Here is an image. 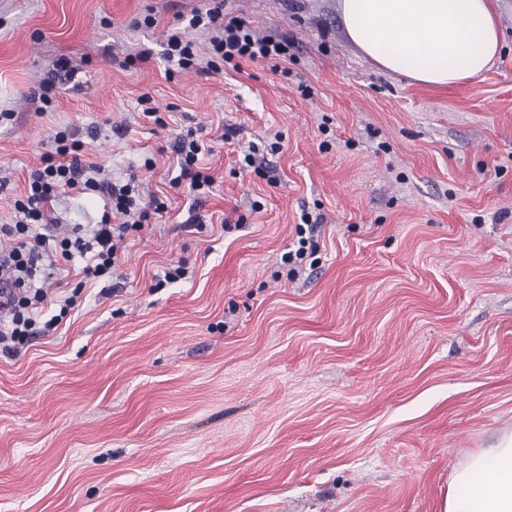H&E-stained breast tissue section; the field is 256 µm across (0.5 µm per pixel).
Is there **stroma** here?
Wrapping results in <instances>:
<instances>
[{"label": "stroma", "mask_w": 512, "mask_h": 512, "mask_svg": "<svg viewBox=\"0 0 512 512\" xmlns=\"http://www.w3.org/2000/svg\"><path fill=\"white\" fill-rule=\"evenodd\" d=\"M496 4L499 61L431 87L365 58L336 0H224L291 57L208 77L160 56L207 0H0V225L64 128L168 207L120 243L110 288L57 262L75 308L0 351V512H441L466 456L512 430V0ZM189 130L213 147L205 194L170 184ZM103 204L66 190L43 232L87 236ZM304 211L320 262L294 274Z\"/></svg>", "instance_id": "stroma-1"}]
</instances>
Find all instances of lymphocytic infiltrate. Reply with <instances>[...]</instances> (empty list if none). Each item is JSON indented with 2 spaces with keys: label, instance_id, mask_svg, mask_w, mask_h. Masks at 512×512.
Listing matches in <instances>:
<instances>
[{
  "label": "lymphocytic infiltrate",
  "instance_id": "lymphocytic-infiltrate-1",
  "mask_svg": "<svg viewBox=\"0 0 512 512\" xmlns=\"http://www.w3.org/2000/svg\"><path fill=\"white\" fill-rule=\"evenodd\" d=\"M211 2V7L197 12L188 21L190 30H209L208 57L198 55L189 33L178 32L171 34L167 40V62L182 70L217 74L222 72L224 65H235L242 60L260 63L287 59V37H254L243 20L225 16L224 0ZM80 149L81 145L74 140L71 130L57 131L53 151L44 155L41 168L29 178L27 192L14 202L18 220L0 225V238L4 239L8 252L7 274L0 280L9 286L6 301L0 303V308L8 314L7 321L0 323V345L48 335L74 304L72 298H64L58 314L48 320H40L39 310L48 297L46 288L35 284L42 258L60 257L68 261L79 255L87 260L83 268L86 278L96 280L110 276L118 244L126 232L141 229L151 223L154 216L165 211L164 202L158 200L142 204L136 194L135 178H128L123 184L97 180L94 176L95 165L81 160ZM210 150V145L205 141L190 135L179 140L180 173L172 178V185L177 187L185 182L197 192L211 187V175L198 167L200 156ZM76 187L103 194L106 202L101 221L89 238L78 237L51 243L39 228L51 222V203L59 192ZM318 225V220L313 219L310 213L302 214L301 222L296 227V239L283 255L284 263L299 267L306 262H317L320 244L314 234Z\"/></svg>",
  "mask_w": 512,
  "mask_h": 512
}]
</instances>
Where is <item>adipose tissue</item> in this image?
<instances>
[{"instance_id": "ef3b65f1", "label": "adipose tissue", "mask_w": 512, "mask_h": 512, "mask_svg": "<svg viewBox=\"0 0 512 512\" xmlns=\"http://www.w3.org/2000/svg\"><path fill=\"white\" fill-rule=\"evenodd\" d=\"M337 11L365 57L416 83L474 81L500 55L492 0H337ZM442 512H512V432L457 467Z\"/></svg>"}]
</instances>
